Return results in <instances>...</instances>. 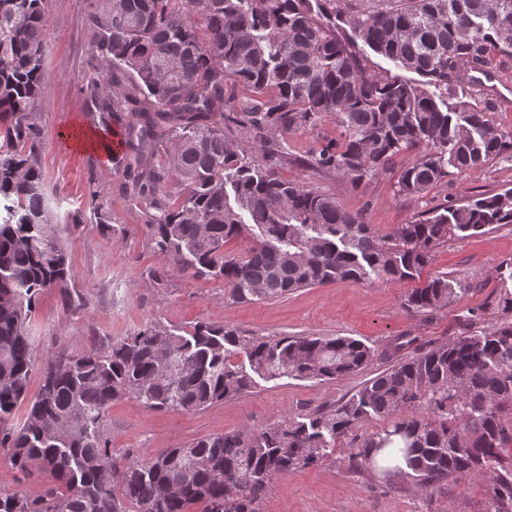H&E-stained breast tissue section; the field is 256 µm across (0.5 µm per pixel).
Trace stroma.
<instances>
[{
	"mask_svg": "<svg viewBox=\"0 0 512 512\" xmlns=\"http://www.w3.org/2000/svg\"><path fill=\"white\" fill-rule=\"evenodd\" d=\"M94 7V0H49L48 79L36 122L42 133L41 167L54 221L68 228L64 238L73 279L67 291L46 290L35 302L31 329L38 355L60 345L78 353L96 340L117 339L156 321L176 328L207 321L270 337L350 336L375 351L362 370L347 377L313 382L262 379L252 392L200 411L155 412L130 399L116 402L108 414L113 447L152 455L208 435L258 430L355 393L386 369L381 351L397 337L413 338V347L403 352L408 358L416 348L458 334L473 311H481L484 324L497 321V313L485 304L500 289H512V224H495L482 235L448 241L414 279L403 282L338 281L273 300L234 304L225 297L222 281L168 272L165 258L143 246L139 212L119 194L112 163L97 150L80 145L67 153L52 148L58 129H89L91 112L80 86L88 73L92 40L88 16ZM458 98L466 106L485 110L504 132H512V57H498L489 75L464 82ZM413 159V154H403L388 171L357 186L339 174L306 168L296 160L282 175L335 196L349 211L364 212L367 221L383 231L437 208L446 197L468 199L512 188V160L498 158L480 173L453 174L420 196L398 195L400 171ZM93 183L108 192L115 232H101L88 221ZM79 213L87 221L72 228ZM153 270L167 271L164 285L150 278ZM437 273L459 282L453 303L431 314L408 312L403 306L406 293ZM70 294L82 297L79 312L68 308ZM347 454L339 446L318 465L279 476L263 512H483V478L450 480L422 491L404 475L385 482L355 471L347 464Z\"/></svg>",
	"mask_w": 512,
	"mask_h": 512,
	"instance_id": "1",
	"label": "stroma"
}]
</instances>
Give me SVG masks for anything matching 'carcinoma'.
<instances>
[{"label":"carcinoma","instance_id":"obj_1","mask_svg":"<svg viewBox=\"0 0 512 512\" xmlns=\"http://www.w3.org/2000/svg\"><path fill=\"white\" fill-rule=\"evenodd\" d=\"M439 93L369 70L336 23ZM81 93L108 130L123 125L114 160L119 192L138 209L144 244L169 271L224 281L234 303L281 298L336 280L403 281L461 234L512 224V189L448 201L385 233L336 197L281 175L288 136L332 121L336 139L305 159L354 184L417 152L397 192L411 197L450 170L477 173L512 158V133L486 112L448 103L470 71L512 56V0H105ZM46 0H0V448L13 469L48 478L38 498L0 496V512H260L278 476L317 465L336 441L370 476L409 474L423 489L487 479L484 512H512V291L491 305L503 318L395 364L347 399L258 431L205 436L146 456L114 448L112 403L199 411L251 391L256 378L335 380L374 356L346 337H259L225 324L179 330L152 322L133 334L42 362L25 402L37 348L36 298L72 279L41 168L35 109L46 83ZM97 227L116 232L106 193L89 182ZM250 239L239 253L225 250ZM446 273L404 300L440 311L456 296ZM247 358L250 371L233 362ZM27 403L22 418L18 407ZM388 424L371 434L363 424Z\"/></svg>","mask_w":512,"mask_h":512}]
</instances>
